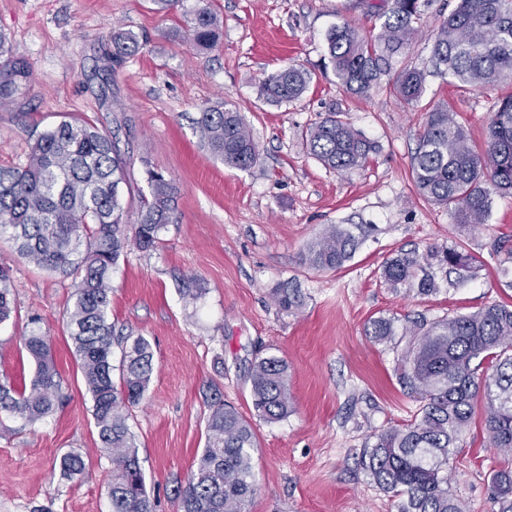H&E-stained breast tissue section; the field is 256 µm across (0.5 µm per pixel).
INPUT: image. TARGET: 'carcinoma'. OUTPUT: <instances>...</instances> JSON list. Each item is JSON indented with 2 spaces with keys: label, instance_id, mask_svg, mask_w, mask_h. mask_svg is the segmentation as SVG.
<instances>
[{
  "label": "carcinoma",
  "instance_id": "carcinoma-1",
  "mask_svg": "<svg viewBox=\"0 0 512 512\" xmlns=\"http://www.w3.org/2000/svg\"><path fill=\"white\" fill-rule=\"evenodd\" d=\"M420 0H392L377 13L380 31L364 36L342 24L327 33L328 61L349 94L365 96L392 71V62L410 49L419 32ZM191 40L210 48L220 39L217 15L210 7L195 11L189 21ZM136 36L112 28L105 54L114 64L139 52ZM432 73L474 89L512 75V0H456L437 28L431 49ZM30 79L27 60L15 54L0 33V109L21 105ZM426 73L405 65L392 83L393 92L410 104L422 97ZM313 82L304 68L287 66L258 84V97L281 105L300 98ZM196 130L207 150L225 165L247 170L259 156L251 127L238 109L226 103L199 112ZM310 154L325 167L349 171L362 166L376 151L375 143L355 130L341 112H329L306 129ZM412 176L418 191L446 208L456 223L478 229L491 212L492 194H512V97L492 113L486 148L474 151L466 128L448 106L428 113L414 157ZM149 191L139 192L135 219L123 203L129 185L127 160L117 138L88 121L73 117L39 133L24 163L0 167V239L34 266L74 279V292L64 318L79 360L92 415L112 464L108 496L112 512H152L131 430L129 408L145 397L154 371V354L142 336L115 333L110 321L112 268L134 245L148 250L160 232L176 221L178 186L162 174L148 172ZM353 231L332 224L306 248L303 260L312 268L334 270L355 252ZM462 279L473 269V257L453 247L427 255L401 251L382 264L384 280L394 288L439 291L430 260ZM276 304L285 311L302 305L299 289H275ZM16 313L10 269L0 267V324ZM413 341L402 356L409 369L402 385L419 399L414 420L374 436L363 465L374 483L398 498L399 512H465L451 493L449 456L467 429L478 393L486 400L485 425L492 447L504 459L512 456V305L483 309L429 324L405 328ZM371 335H395L394 320L372 323ZM119 348V365L113 364ZM34 364L29 382H0V421L27 423L53 416L62 405V385L52 354L50 334L41 329L24 337ZM489 361L492 372L479 373ZM119 377H114V370ZM252 407L268 422L288 415V365L275 357L258 359L252 367ZM251 423L219 399L212 404L205 447L185 486L177 489L182 512H246L257 491ZM78 452L61 459L68 480L84 476ZM497 512H512V467L492 477Z\"/></svg>",
  "mask_w": 512,
  "mask_h": 512
}]
</instances>
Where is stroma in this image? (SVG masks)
I'll list each match as a JSON object with an SVG mask.
<instances>
[{
  "label": "stroma",
  "instance_id": "stroma-1",
  "mask_svg": "<svg viewBox=\"0 0 512 512\" xmlns=\"http://www.w3.org/2000/svg\"><path fill=\"white\" fill-rule=\"evenodd\" d=\"M203 0H177L167 12L150 0H0V30L32 76L23 107L0 111V167L24 162L36 133L81 117L116 134L131 158V194L154 170L180 188L176 223L157 249L129 247L112 270L110 318L116 329L146 337L155 370L129 424L153 512H180L175 495L205 446L213 397L234 406L257 438L258 490L247 512H398L362 465L376 434L402 426L419 403L399 382L410 339L396 333L375 342L367 329L384 317L435 321L494 303L512 305V195H494L490 216L472 231L428 202L412 178V159L429 109L448 104L476 151L486 144L497 102L512 96V78L471 90L428 78L422 98L408 104L381 85L348 94L326 69L325 34L349 23L377 34L384 0H210L222 23L211 49H196L188 19ZM419 34L408 60L429 68L433 34L454 0H421ZM144 39L116 66L102 44L114 26ZM297 64L314 73L298 100L269 105L257 97L268 73ZM231 103L245 116L259 148L247 170L224 166L201 144L192 120L203 108ZM343 111L352 127L379 146L351 172L323 167L301 136L326 113ZM332 224L361 228L352 258L338 270L304 263L310 241ZM455 246L480 260L469 278L439 293L389 287L387 257ZM10 268L17 316L0 325V379L32 376L22 338L28 317L54 339L64 402L46 421L0 428V512H112L111 465L100 442L63 312L70 278L41 270L0 241ZM193 279L196 297L183 295ZM293 282L300 310H280L275 288ZM288 364L290 413L269 423L253 411L254 361ZM70 452L86 463L82 480L62 478ZM504 465L489 442L485 400L450 457V490L466 512H497L491 480Z\"/></svg>",
  "mask_w": 512,
  "mask_h": 512
}]
</instances>
